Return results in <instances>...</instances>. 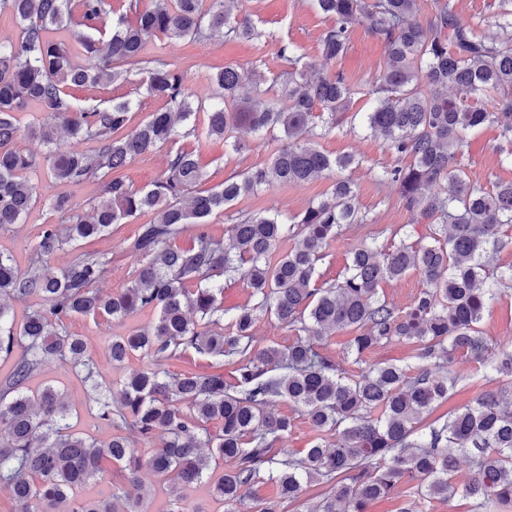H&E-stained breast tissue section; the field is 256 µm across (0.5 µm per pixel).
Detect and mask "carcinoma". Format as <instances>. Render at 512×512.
<instances>
[{
    "label": "carcinoma",
    "mask_w": 512,
    "mask_h": 512,
    "mask_svg": "<svg viewBox=\"0 0 512 512\" xmlns=\"http://www.w3.org/2000/svg\"><path fill=\"white\" fill-rule=\"evenodd\" d=\"M239 0H127L134 15L113 16L112 0H0L21 32L0 42V229L21 224L36 201L29 172L46 167L57 181L99 185L93 214L84 216L65 197L49 203L62 216L44 224L30 248L26 269L0 253V353L14 358L0 391V485L17 512H141V459L123 431L147 444L159 440L148 464L193 485L226 463L214 481L224 512H235L244 492L270 482L277 496L257 512H287L303 485L326 486L307 512H368L369 505L398 492L404 480L416 492L401 512H426L433 499L459 494L473 512H512V351L494 350L480 328L491 285L507 284L492 266L494 255L512 247L500 229L512 224V182L486 190L470 179L464 148L484 125L499 128L505 158L512 161V0H497L492 24L480 30L463 20L453 0H435L420 19L421 0H315L332 20L319 37L322 67L302 63L298 47L284 42L279 56L288 70L268 84L237 66L217 69L208 106H193L176 64L143 55L149 41L206 39L250 42L261 32L235 14ZM362 27L381 40L385 67L372 86L367 129L407 163L384 169L378 179L396 186L406 208L429 226L415 243L400 240L386 251L361 241L341 280L317 285L316 266L329 242L348 224H364L355 185L344 172L352 155L331 156L313 142L315 128L339 127L353 89L340 71H329L348 50L349 31ZM67 30L72 39L49 37ZM137 83L166 102L135 127L134 104L78 109L72 90L113 82ZM42 116L27 128L46 152L16 147L15 113L29 105ZM206 114V135L231 142L238 154L250 145L232 137L237 129L280 141L269 163L234 174L222 186L185 198L204 181L193 153L168 154L162 179L134 189L118 172L127 162L180 137L197 135L190 124ZM321 122H316V119ZM90 140L92 154L59 153V129ZM336 176L330 192L285 221L262 211L238 214L228 242L202 229L239 198L273 184L303 185ZM145 211L130 250L145 260L118 293L94 288L112 258L80 254L57 272L47 260L114 224ZM199 227L187 248L171 245L187 225ZM289 250L275 256L279 245ZM415 270L425 288L409 309L397 311L379 295L380 285ZM245 282L253 305L224 322V282ZM36 296L42 305L15 327L10 303ZM158 313L148 327L112 340L109 354L121 363L133 353L150 356L152 367L134 373L95 398L97 416L117 429L107 442L73 430L71 410L47 385L33 393L22 385L48 361L72 367L98 388L99 372L83 338L68 331L77 316L124 318ZM264 312L296 332L286 348L258 347L253 327ZM351 329L347 354L351 375L327 351L332 332ZM393 342L415 346L418 364L370 363L367 353ZM468 356L505 383L472 402L429 420L457 382L452 367ZM191 354L214 360V370L173 372L167 362ZM236 366V381L224 382V363ZM297 407L318 432L336 433V443L317 439L299 458L277 444L292 420L275 403ZM470 455L472 476L457 486L451 478L457 456ZM109 461L122 476L104 499L85 500L75 491L92 479L108 480Z\"/></svg>",
    "instance_id": "obj_1"
}]
</instances>
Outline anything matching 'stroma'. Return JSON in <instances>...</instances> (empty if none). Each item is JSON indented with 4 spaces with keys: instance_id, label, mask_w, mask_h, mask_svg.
Here are the masks:
<instances>
[{
    "instance_id": "1",
    "label": "stroma",
    "mask_w": 512,
    "mask_h": 512,
    "mask_svg": "<svg viewBox=\"0 0 512 512\" xmlns=\"http://www.w3.org/2000/svg\"><path fill=\"white\" fill-rule=\"evenodd\" d=\"M241 12L249 14L262 32L261 38L248 43L225 41L216 34L201 41L190 39L166 40L162 47L165 54L179 62L186 77V84L196 97L206 98L212 88L210 78L216 68L233 65L257 68L266 78L278 77L286 64L279 56L281 42L295 43L305 61L318 62V40L330 21L320 14L311 0H243ZM385 51L382 41L366 33L362 28L353 29L349 49L337 67L347 76L354 95L341 128L320 136L318 147L331 155L351 153L360 164L352 172L357 187V205L365 212L368 221L347 226L340 236L332 240L326 249V258L319 262L315 277L321 282H334L341 277L351 249L370 237L377 238L384 248H392L391 231L414 221L413 214L404 206L395 186L381 183L379 173L399 165L400 158L379 138L360 128L359 122L371 109L373 102L368 90L384 68ZM76 103L81 107L107 106L112 100L130 99L137 108L131 114L132 124H139L151 113L164 109V100L149 96L145 88L132 83L115 82L75 91ZM501 139L496 126L486 125L473 131L465 149L467 171L471 180L485 188L496 183L512 181V164L502 162L499 153ZM184 147L195 151L205 173L202 189H210L223 183L230 175L268 163L272 149L267 141L256 140L248 154L237 155L225 147L223 141L198 134L176 143L166 144L151 153L130 160L122 171L127 183L139 189L160 179L166 169V159L174 148ZM36 187L37 201L24 223L11 229L0 230V251L13 254L19 265H26L30 245L41 225L56 223V216L49 209V201L58 195L68 196L81 213H89L99 193L93 182L64 183L52 179L46 170L31 173ZM331 178L321 177L304 186L275 184L259 191L251 198L234 204V211H269L294 216L305 211L308 205L328 192ZM145 212L127 223L114 225L111 233L103 238L88 239L76 248L57 252L50 257L51 269L66 266L75 254L109 253L115 260L99 282L101 292L121 291L134 279L142 264L139 256L128 249L139 225L151 220ZM155 312L143 311L124 320L77 317L69 326L71 333L84 337L90 355L95 359L100 380L105 385L123 380L130 374L146 368L149 357L135 354L123 363H112L107 345L112 337L124 336L133 330L154 322ZM481 329L490 343L496 346L512 345V287L501 289L491 300L481 323ZM458 383L447 402L439 406V413H446L468 404L482 390L497 388V381L482 377L473 363L462 361L454 366ZM52 385L68 403L72 416L70 423L76 432L99 441L109 440L111 427L96 418L91 409L93 392L68 366L52 362L45 364L27 383L30 390ZM149 489L143 501V512H167L171 502H179L187 512H224L222 505L212 498L210 481L183 487L171 477L157 475L151 468L142 471Z\"/></svg>"
}]
</instances>
